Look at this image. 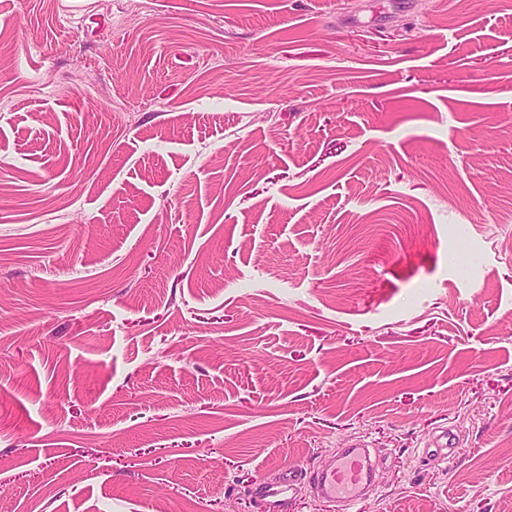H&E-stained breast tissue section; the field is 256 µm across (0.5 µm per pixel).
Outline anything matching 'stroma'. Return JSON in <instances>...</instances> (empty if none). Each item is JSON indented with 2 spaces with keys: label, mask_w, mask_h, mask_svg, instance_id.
Masks as SVG:
<instances>
[{
  "label": "stroma",
  "mask_w": 512,
  "mask_h": 512,
  "mask_svg": "<svg viewBox=\"0 0 512 512\" xmlns=\"http://www.w3.org/2000/svg\"><path fill=\"white\" fill-rule=\"evenodd\" d=\"M0 512L512 504V0H0ZM455 429V455L422 454ZM373 482L368 448H341L324 467L313 473L312 484L321 498L336 503L338 510L354 512ZM302 472L297 468H288L279 473L278 478L265 486L264 493L269 496H279L290 491L294 484L300 479Z\"/></svg>",
  "instance_id": "obj_1"
}]
</instances>
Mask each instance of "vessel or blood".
<instances>
[{
	"mask_svg": "<svg viewBox=\"0 0 512 512\" xmlns=\"http://www.w3.org/2000/svg\"><path fill=\"white\" fill-rule=\"evenodd\" d=\"M456 441L450 430H442L429 441L425 453L451 457ZM373 482L368 449L355 446L339 449L324 467L314 472L312 484L321 498L335 503L340 512H353Z\"/></svg>",
	"mask_w": 512,
	"mask_h": 512,
	"instance_id": "1",
	"label": "vessel or blood"
}]
</instances>
